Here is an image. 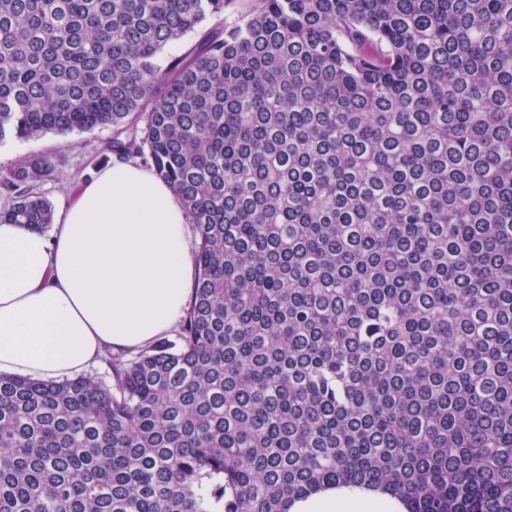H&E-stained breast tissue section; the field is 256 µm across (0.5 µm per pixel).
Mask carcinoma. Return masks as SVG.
Segmentation results:
<instances>
[{"label": "carcinoma", "mask_w": 512, "mask_h": 512, "mask_svg": "<svg viewBox=\"0 0 512 512\" xmlns=\"http://www.w3.org/2000/svg\"><path fill=\"white\" fill-rule=\"evenodd\" d=\"M105 126L194 297L110 388L0 375V512H512V0H0V140ZM57 166L0 222L47 231ZM290 512H405L404 505L372 491L337 487L297 501Z\"/></svg>", "instance_id": "obj_1"}]
</instances>
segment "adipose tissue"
Segmentation results:
<instances>
[{
	"mask_svg": "<svg viewBox=\"0 0 512 512\" xmlns=\"http://www.w3.org/2000/svg\"><path fill=\"white\" fill-rule=\"evenodd\" d=\"M189 224L170 184L118 157L80 183L52 233L0 223V373L71 377L106 351H137L176 331L198 277ZM291 512L404 506L342 486Z\"/></svg>",
	"mask_w": 512,
	"mask_h": 512,
	"instance_id": "1",
	"label": "adipose tissue"
}]
</instances>
